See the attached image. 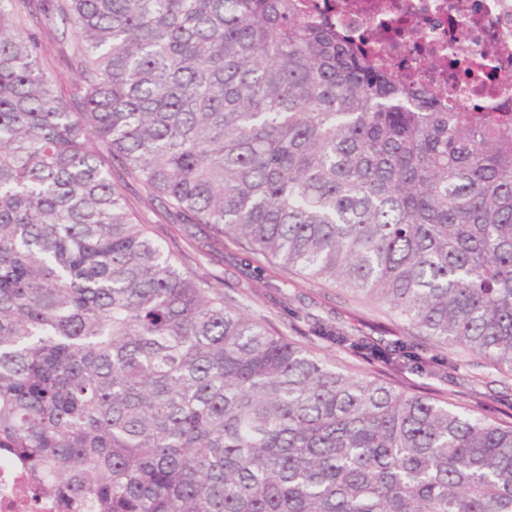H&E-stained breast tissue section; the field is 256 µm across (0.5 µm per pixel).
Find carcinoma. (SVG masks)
<instances>
[{
    "mask_svg": "<svg viewBox=\"0 0 512 512\" xmlns=\"http://www.w3.org/2000/svg\"><path fill=\"white\" fill-rule=\"evenodd\" d=\"M72 27L68 93L27 26ZM182 224L512 371V112L377 67L299 0H0V453L83 512H512V424L270 332ZM392 374L408 336L316 323Z\"/></svg>",
    "mask_w": 512,
    "mask_h": 512,
    "instance_id": "cac0c4a2",
    "label": "carcinoma"
}]
</instances>
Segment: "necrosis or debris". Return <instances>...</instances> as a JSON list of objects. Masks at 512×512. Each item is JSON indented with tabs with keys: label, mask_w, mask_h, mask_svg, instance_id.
<instances>
[{
	"label": "necrosis or debris",
	"mask_w": 512,
	"mask_h": 512,
	"mask_svg": "<svg viewBox=\"0 0 512 512\" xmlns=\"http://www.w3.org/2000/svg\"><path fill=\"white\" fill-rule=\"evenodd\" d=\"M306 10L371 38L381 65L464 105L512 112V0H300ZM0 512H60L30 473L0 456Z\"/></svg>",
	"instance_id": "4bbe7bcc"
}]
</instances>
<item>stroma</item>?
Here are the masks:
<instances>
[{"label": "stroma", "instance_id": "35a3bbf8", "mask_svg": "<svg viewBox=\"0 0 512 512\" xmlns=\"http://www.w3.org/2000/svg\"><path fill=\"white\" fill-rule=\"evenodd\" d=\"M112 179L121 186L139 220L149 225L151 234L174 251L182 268L233 296L246 313L261 320L269 330L310 345L317 354L350 373L376 375L372 364L328 344L310 341L309 329L318 319L359 329L365 323L377 322L402 330V323L386 306L299 274H285L278 262L249 253L247 246L217 235L209 226L176 223L165 217L158 204L149 202L142 187L126 177L120 163H113ZM473 374L474 387L467 390L456 385L446 368L438 366L432 374L411 376L407 389L496 418L512 410V372L487 366L474 369Z\"/></svg>", "mask_w": 512, "mask_h": 512}]
</instances>
